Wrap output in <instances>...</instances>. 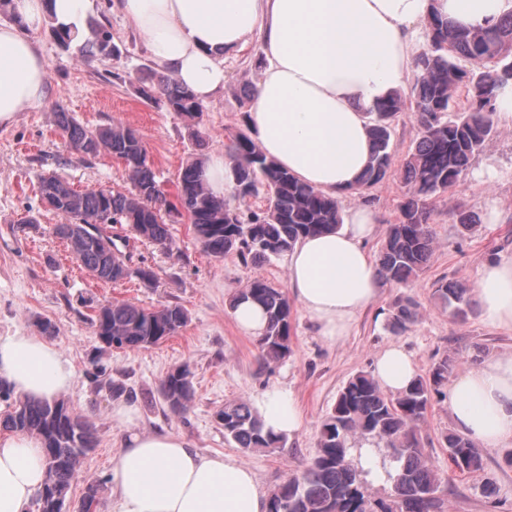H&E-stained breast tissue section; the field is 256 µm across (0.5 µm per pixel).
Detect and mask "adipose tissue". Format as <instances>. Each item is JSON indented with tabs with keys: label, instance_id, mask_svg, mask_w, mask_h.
I'll return each mask as SVG.
<instances>
[{
	"label": "adipose tissue",
	"instance_id": "obj_1",
	"mask_svg": "<svg viewBox=\"0 0 512 512\" xmlns=\"http://www.w3.org/2000/svg\"><path fill=\"white\" fill-rule=\"evenodd\" d=\"M144 39L152 61L201 103L223 90L224 55L260 38L265 65L246 114L261 151L302 182L342 197L356 193L371 155L366 111L402 89L414 70L416 28L430 12L484 26L512 12V0H113ZM0 20V125L50 95L48 63L33 34L47 18L87 32L90 0H9ZM372 207L343 215L337 231L301 239L285 256L292 296L325 336H344L380 290L365 247ZM473 300L489 324L512 329V261H486ZM374 375L392 392L406 389L413 364L385 348ZM75 380L52 343L23 331L0 336V381L19 397L52 401ZM458 431L495 448L512 440V357L475 365L448 382ZM265 430L285 436L302 419L288 391L258 404ZM136 405L118 403L125 427L111 460L109 512H267L254 471L236 458L204 454L176 434L147 433ZM46 479L38 436H0V512H28Z\"/></svg>",
	"mask_w": 512,
	"mask_h": 512
}]
</instances>
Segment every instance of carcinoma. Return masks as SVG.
Wrapping results in <instances>:
<instances>
[{
  "instance_id": "obj_1",
  "label": "carcinoma",
  "mask_w": 512,
  "mask_h": 512,
  "mask_svg": "<svg viewBox=\"0 0 512 512\" xmlns=\"http://www.w3.org/2000/svg\"><path fill=\"white\" fill-rule=\"evenodd\" d=\"M424 27L429 48L415 58L416 75L410 88L420 134L403 162L408 191L400 202L399 218L388 225L377 260L381 277L404 284L418 278L433 253L430 201L456 187L471 160L492 139L496 90L512 83V13L486 28L464 27L433 14ZM83 50L90 57L110 55L111 32L104 25L90 26ZM462 87L467 107L457 109L456 96ZM139 92L191 121L203 112L171 74L159 76L155 90L142 87ZM404 106L403 95L395 92L368 111L372 155L361 186H374L386 177L394 124ZM57 125L76 149L89 154L96 147L128 161L130 188L125 192L110 187L76 190L56 174L39 179L41 201L49 203L51 211L63 219L62 225L79 230L73 244L79 266L101 282L116 283L133 274L147 283L155 279L146 268L125 272L126 256L117 245L122 237L110 235V246L101 244L97 221L105 213L112 223L130 226L139 238L167 247L172 237L163 215L182 209L207 255L216 259L234 255L246 265L281 256L303 236L333 231L342 224L339 199L277 167L247 128L232 135L225 148L235 177L233 198L238 206L233 207L209 190L202 155L182 168L173 202L161 189L147 150L132 128L113 123L90 129L69 112L57 113ZM261 188L266 191L265 207L241 209ZM435 294L454 319H467L473 300L466 283L441 284ZM245 299L262 306L266 314L264 332L257 339L260 359L269 365L288 357L293 312L285 292L255 276L231 304ZM416 319L415 304L408 297L395 303L389 326L397 331ZM187 320L179 305L149 309L110 302L97 309L92 325L108 347L141 349L174 336ZM455 363L448 356L436 360L427 373L415 376L408 389L396 395L385 394L370 374L350 378L322 422L315 454L300 473L270 491L268 512H442L441 478L424 454L418 425L425 419L432 395L448 383ZM159 394L171 413L183 415L194 396L189 367L169 372ZM0 397L11 399V389L1 382ZM218 418L224 438L246 451L274 449L283 443V437L264 431L258 412L245 402L224 406ZM0 426L42 439L47 472L43 490L63 497L68 496L83 459L97 446L95 424L60 399L17 398ZM357 434L384 442L398 463L392 494L385 500L371 497L362 471L352 464L349 439ZM444 447L459 471L483 470L479 448L465 436L445 435Z\"/></svg>"
}]
</instances>
